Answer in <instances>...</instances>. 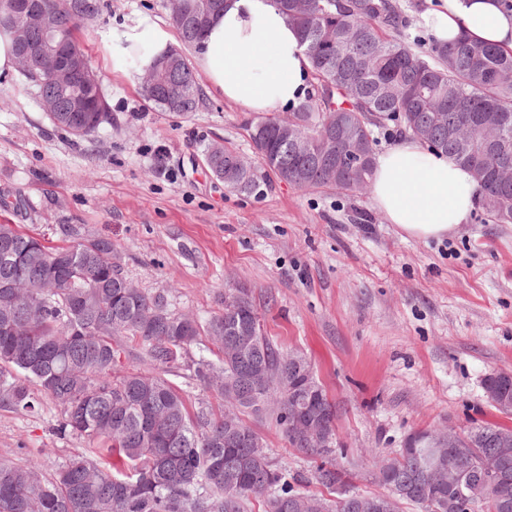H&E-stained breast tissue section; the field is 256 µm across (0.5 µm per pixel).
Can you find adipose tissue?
<instances>
[{
  "mask_svg": "<svg viewBox=\"0 0 512 512\" xmlns=\"http://www.w3.org/2000/svg\"><path fill=\"white\" fill-rule=\"evenodd\" d=\"M421 20L439 43L465 35L512 49V11L501 0H437ZM172 40L167 28L143 18L113 30L112 53L121 57L147 43L159 54ZM197 60L225 100L253 112L298 105L311 72L297 29L272 0H224L197 45ZM371 188L388 221L416 238L448 236L478 205L467 170L407 135L376 155Z\"/></svg>",
  "mask_w": 512,
  "mask_h": 512,
  "instance_id": "adipose-tissue-1",
  "label": "adipose tissue"
}]
</instances>
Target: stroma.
Here are the masks:
<instances>
[{"instance_id": "stroma-1", "label": "stroma", "mask_w": 512, "mask_h": 512, "mask_svg": "<svg viewBox=\"0 0 512 512\" xmlns=\"http://www.w3.org/2000/svg\"><path fill=\"white\" fill-rule=\"evenodd\" d=\"M103 3L79 35L110 126L74 137L20 72L0 74V224L53 245L70 225L111 238L133 285L203 321L225 291L248 288L266 336L305 355L335 401L339 461L358 492H378L376 457L397 456L415 430L504 422L484 384L512 370V224L478 210L424 240L390 224L367 191L300 189L267 171L257 192L228 189L205 153L219 143L255 160L250 112L201 73L196 112L156 110L107 38L139 17L171 26L168 0ZM60 419L48 398L35 413L0 408V460L58 469L84 446L56 435ZM255 427L277 466L312 475V458L271 420Z\"/></svg>"}]
</instances>
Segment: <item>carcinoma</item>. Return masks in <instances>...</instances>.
Listing matches in <instances>:
<instances>
[{
	"mask_svg": "<svg viewBox=\"0 0 512 512\" xmlns=\"http://www.w3.org/2000/svg\"><path fill=\"white\" fill-rule=\"evenodd\" d=\"M40 8L68 33L65 51L86 55L79 31L84 0H39ZM277 7L298 28L316 95L288 116H258L247 124L260 164L280 181L300 189L332 187L357 192L371 182L378 135L393 125L403 134L439 151L467 168L479 192L480 205L495 224L512 223V183L498 177L512 167V51L461 37L413 49L402 35V12L391 0H277ZM180 40L197 44L204 29L188 28L172 15ZM21 74L51 95L57 85L37 68ZM165 88L144 97L161 112L188 114L197 110L200 92L188 62L164 74ZM63 101L81 112H58L53 124L76 137H88L112 124L110 106L97 84L73 74ZM298 124L308 131L300 144L283 141L278 130ZM336 133V153L359 146L361 163L336 169L319 162L327 134ZM217 154L215 175L235 166L237 153L211 146L206 161ZM230 189H259L251 169L224 180ZM0 363L21 378L0 375V408L32 412L44 396L61 410L60 436L86 443L84 453L52 474L34 465L0 461V512H247L251 500L262 512H291L298 497L317 512H348L346 507L306 489L309 479L276 468L267 447L255 448L257 432L245 415L274 419L289 447L320 460L313 479L328 493L344 486L347 471L326 448H305L288 425V407L309 400L298 390L289 394V367L282 351L267 336L241 360L214 363L204 356L187 360L189 348L205 336L220 352L235 331L258 314L249 293L242 302L227 301L221 314L202 322L171 310L161 294L121 287L120 256L105 237L86 239L71 231L64 245L21 232L16 224H0ZM138 346L154 365L148 373L112 369ZM189 372L199 385L214 377L235 378L219 391L238 410L240 434L224 441V410L201 405L190 412L178 390L163 377L174 370ZM262 371L280 373L275 409H261L248 400L264 381ZM475 449L458 455L454 467L469 472L476 452L494 448L512 427L473 422L463 430ZM389 483H406L409 493L399 502L431 512L414 486L439 465L430 449L406 448L392 459ZM431 497L439 512H493L480 506L460 483L438 484Z\"/></svg>",
	"mask_w": 512,
	"mask_h": 512,
	"instance_id": "cac0c4a2",
	"label": "carcinoma"
}]
</instances>
